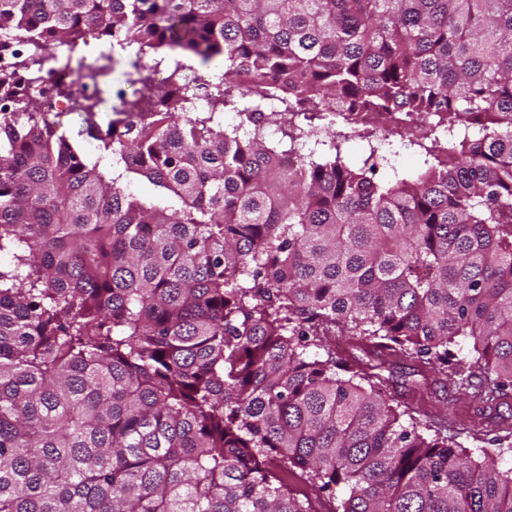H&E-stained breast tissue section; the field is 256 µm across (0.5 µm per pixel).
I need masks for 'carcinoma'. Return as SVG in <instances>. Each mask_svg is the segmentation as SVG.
Returning a JSON list of instances; mask_svg holds the SVG:
<instances>
[{
    "mask_svg": "<svg viewBox=\"0 0 512 512\" xmlns=\"http://www.w3.org/2000/svg\"><path fill=\"white\" fill-rule=\"evenodd\" d=\"M0 34V512H315L290 474L333 512H512L511 428L474 458L380 388L512 389V0H0ZM57 47L95 158L36 90Z\"/></svg>",
    "mask_w": 512,
    "mask_h": 512,
    "instance_id": "1",
    "label": "carcinoma"
}]
</instances>
